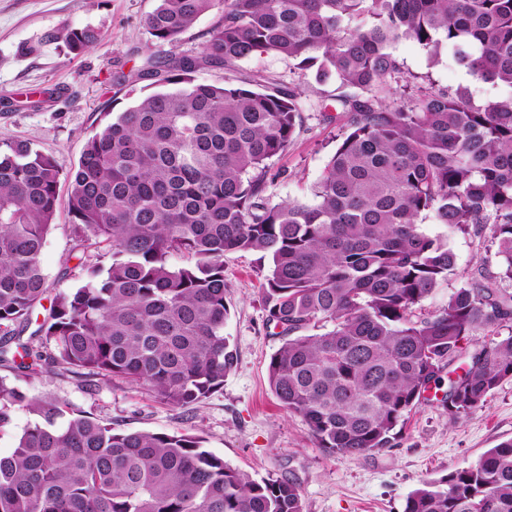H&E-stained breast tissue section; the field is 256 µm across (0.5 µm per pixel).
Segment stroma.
Returning a JSON list of instances; mask_svg holds the SVG:
<instances>
[{"mask_svg":"<svg viewBox=\"0 0 512 512\" xmlns=\"http://www.w3.org/2000/svg\"><path fill=\"white\" fill-rule=\"evenodd\" d=\"M156 5L157 0H0V145L28 141L52 155L63 171L75 170L105 113L119 114L155 89L148 78L123 85L116 78L135 73L149 54L169 52V45L152 43L142 26ZM65 26L91 27L102 38L78 55L63 43H45L48 33ZM395 52L409 72L451 88L469 87L475 102L496 94L491 86L473 83L456 66L451 50H442L434 60L416 43L402 41ZM242 67L302 86L304 128L277 160L288 176L278 179L271 192L277 202L311 200V187L336 146L338 124L320 110L322 101L336 94V83L318 84L314 70H297L274 54L253 56ZM44 89L53 90V97L40 109L29 108L27 94ZM68 193V185H61L54 226L40 257L51 297L87 280L72 255ZM452 247L459 270L495 271L487 241L459 235ZM266 273L258 254L225 255L230 314L224 334L237 361L223 389L195 409L160 403L118 378L90 394L58 366L15 383L29 397L67 403L118 429L200 435L205 448L252 479H297L305 512H404L407 495L422 481L473 466L488 449L512 439L509 379L483 405L455 417L442 405L443 389L431 388L398 426L393 447L362 455L319 448L303 418L284 409L268 384L269 361L283 339L266 324Z\"/></svg>","mask_w":512,"mask_h":512,"instance_id":"1","label":"stroma"}]
</instances>
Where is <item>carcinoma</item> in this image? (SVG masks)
Here are the masks:
<instances>
[{"label": "carcinoma", "instance_id": "cac0c4a2", "mask_svg": "<svg viewBox=\"0 0 512 512\" xmlns=\"http://www.w3.org/2000/svg\"><path fill=\"white\" fill-rule=\"evenodd\" d=\"M211 13L200 50L145 58L135 77L158 90L89 136L74 171L26 141L0 148V365L58 364L90 392L121 378L193 409L236 361L224 255L245 251L269 260L263 303L283 337L270 389L319 447H392L444 372L450 414L484 404L512 378V336L464 346L512 322V0H158L143 27L174 46ZM51 38L79 54L98 34ZM401 40L434 58L452 49L500 96L477 105L467 87L409 73ZM264 53L344 89L310 202L269 194L305 116L299 87L240 69ZM202 69L239 77L200 82ZM63 180L88 280L54 297L23 342L47 292L40 256ZM423 214L446 232L425 233ZM456 234L488 237L497 272L459 273ZM103 248L108 268L88 264ZM452 276L460 285L426 309ZM19 409L36 419L0 454V512H304L296 480H253L197 435L69 415L0 376V432ZM404 512H512V440L421 483Z\"/></svg>", "mask_w": 512, "mask_h": 512}]
</instances>
